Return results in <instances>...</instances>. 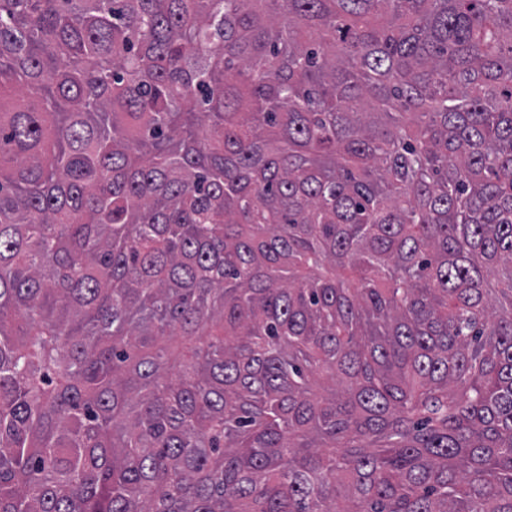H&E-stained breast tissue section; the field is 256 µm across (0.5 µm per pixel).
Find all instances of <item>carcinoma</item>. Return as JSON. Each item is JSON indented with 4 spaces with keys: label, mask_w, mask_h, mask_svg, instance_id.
<instances>
[{
    "label": "carcinoma",
    "mask_w": 512,
    "mask_h": 512,
    "mask_svg": "<svg viewBox=\"0 0 512 512\" xmlns=\"http://www.w3.org/2000/svg\"><path fill=\"white\" fill-rule=\"evenodd\" d=\"M0 512H512V0H0Z\"/></svg>",
    "instance_id": "1"
}]
</instances>
